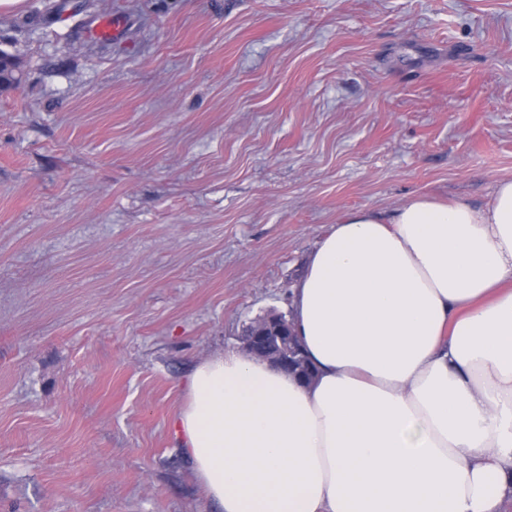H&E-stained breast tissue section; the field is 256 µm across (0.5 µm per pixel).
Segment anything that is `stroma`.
I'll use <instances>...</instances> for the list:
<instances>
[{"mask_svg": "<svg viewBox=\"0 0 512 512\" xmlns=\"http://www.w3.org/2000/svg\"><path fill=\"white\" fill-rule=\"evenodd\" d=\"M65 3L0 8V512H217L189 374L346 213L512 179V0Z\"/></svg>", "mask_w": 512, "mask_h": 512, "instance_id": "35a3bbf8", "label": "stroma"}]
</instances>
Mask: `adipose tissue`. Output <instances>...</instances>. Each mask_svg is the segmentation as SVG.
<instances>
[{
    "mask_svg": "<svg viewBox=\"0 0 512 512\" xmlns=\"http://www.w3.org/2000/svg\"><path fill=\"white\" fill-rule=\"evenodd\" d=\"M292 326L316 377L200 361L177 421L220 512H501L512 498V180L484 208L347 213Z\"/></svg>",
    "mask_w": 512,
    "mask_h": 512,
    "instance_id": "ef3b65f1",
    "label": "adipose tissue"
}]
</instances>
